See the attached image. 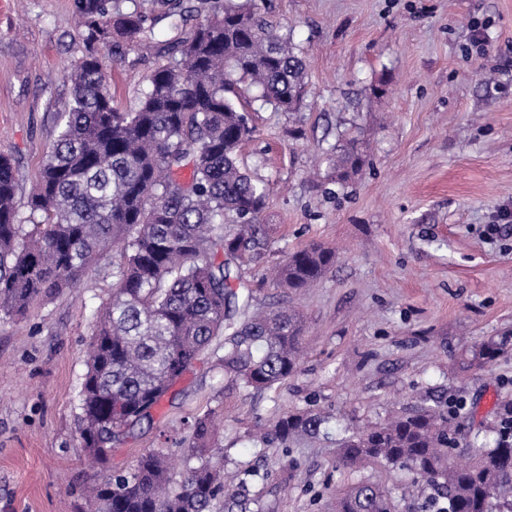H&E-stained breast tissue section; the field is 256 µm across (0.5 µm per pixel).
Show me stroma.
Instances as JSON below:
<instances>
[{"instance_id":"35a3bbf8","label":"stroma","mask_w":512,"mask_h":512,"mask_svg":"<svg viewBox=\"0 0 512 512\" xmlns=\"http://www.w3.org/2000/svg\"><path fill=\"white\" fill-rule=\"evenodd\" d=\"M290 30L309 93L296 112L256 105L253 138L239 153L250 174L274 182L264 213L271 244L231 271L257 306L285 305L305 319L298 373L273 388H226L222 370L194 366L152 422L92 463L79 446L85 354L97 313L112 294L119 249L78 281L0 317V512H79L84 486L131 467L144 451L185 471L187 419L216 409L224 482L247 480L258 512H329L338 491L367 478L423 512L431 489L409 469L357 473L337 461L347 428L421 406L462 403L467 441L495 436L500 400L512 397V0H255ZM488 46L474 53V32ZM73 0H0V153L11 157L25 208L57 112L71 97L65 66L85 55ZM118 103L135 106L151 54H101ZM366 159L338 185L336 135ZM335 248V266L314 286L283 294L265 283L284 253ZM509 350L471 367L483 341ZM330 415L328 438L266 447L252 435L283 412Z\"/></svg>"}]
</instances>
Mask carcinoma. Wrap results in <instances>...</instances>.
<instances>
[{
  "label": "carcinoma",
  "mask_w": 512,
  "mask_h": 512,
  "mask_svg": "<svg viewBox=\"0 0 512 512\" xmlns=\"http://www.w3.org/2000/svg\"><path fill=\"white\" fill-rule=\"evenodd\" d=\"M184 0H168L165 18L181 37L160 40L156 19L124 13L112 0H75L77 29L92 48L66 67L72 95L57 114L46 159L29 197L16 205L11 159L0 154V315L21 321L33 305L73 287L112 246L123 263L112 269V297L87 350L79 441L101 463L153 412L182 374L208 357L224 380L245 390L272 388L294 376L305 324L293 309L250 311L251 293L230 288L224 260L249 265L267 247L260 218L273 191L237 162L254 134L241 86L280 112L299 110L308 93L306 63L288 34L275 29L251 0H215L213 12L188 25ZM122 42L163 57L147 76L138 104L114 105L97 47ZM363 152L339 146L336 183L359 172ZM238 221L224 234V214ZM333 250L313 243L284 256L270 271L272 287L298 292L322 279ZM506 351L489 340L473 353L480 368ZM210 409L192 417L187 470L173 481L166 456L145 452L127 472L85 492L87 512H250L246 491L224 485V456L213 453ZM329 417L283 414L265 446L289 448L327 436ZM456 416L439 405L348 430L339 460L351 468L407 466L447 501L435 512H512V441L498 426L492 442L454 457ZM332 512H398L392 491L362 480L339 494Z\"/></svg>",
  "instance_id": "cac0c4a2"
}]
</instances>
